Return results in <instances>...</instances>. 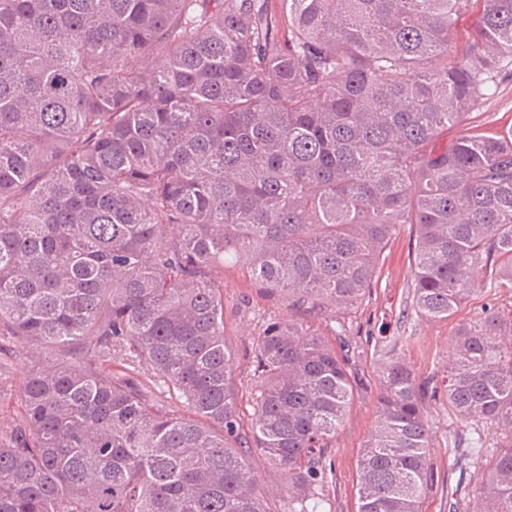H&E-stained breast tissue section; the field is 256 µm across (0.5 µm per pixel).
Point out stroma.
I'll return each instance as SVG.
<instances>
[{
	"mask_svg": "<svg viewBox=\"0 0 512 512\" xmlns=\"http://www.w3.org/2000/svg\"><path fill=\"white\" fill-rule=\"evenodd\" d=\"M467 121L483 125L491 132L512 127V78L501 80L495 93L473 110ZM414 244L412 225H400L381 256L370 288L357 304L328 310L321 317L301 319L304 327L342 346L348 368L359 385V395L327 451L332 468L322 491L326 512H355L357 459L375 419L381 368L393 359H405L420 382L438 390L436 396L425 400L432 482L422 512H472L482 462L471 455L469 439L473 433H480L483 451L488 455L504 439L494 425L459 420L449 408L442 387L448 374L457 320L478 316L488 308L511 311L512 288L479 289L457 319H422L411 309ZM296 317V311L287 304L259 294L241 272L225 270L224 322L236 349L232 370L238 378H247L249 374L252 343L264 325L272 319ZM32 356L29 346L13 348L11 380L0 388V426L21 411L20 391Z\"/></svg>",
	"mask_w": 512,
	"mask_h": 512,
	"instance_id": "obj_1",
	"label": "stroma"
}]
</instances>
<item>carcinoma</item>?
I'll list each match as a JSON object with an SVG mask.
<instances>
[{
	"label": "carcinoma",
	"mask_w": 512,
	"mask_h": 512,
	"mask_svg": "<svg viewBox=\"0 0 512 512\" xmlns=\"http://www.w3.org/2000/svg\"><path fill=\"white\" fill-rule=\"evenodd\" d=\"M506 71L512 0H0V337L45 352L0 427V512H270L263 466L283 512H322L346 359L267 322L244 411L215 268L321 314L412 224L417 316L512 288V128L437 147ZM511 339L485 310L448 362L457 417L508 429L475 512H512ZM426 396L383 366L356 512H421ZM262 477L266 483L275 487L273 499L270 502L271 512H281L284 500L288 498V485L285 481L280 480L279 475L270 468L262 469Z\"/></svg>",
	"instance_id": "carcinoma-1"
}]
</instances>
